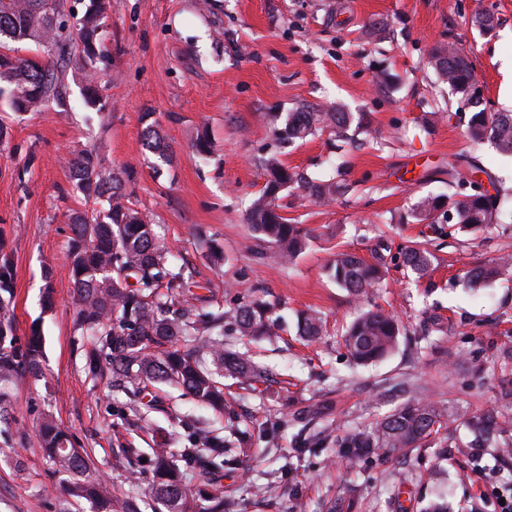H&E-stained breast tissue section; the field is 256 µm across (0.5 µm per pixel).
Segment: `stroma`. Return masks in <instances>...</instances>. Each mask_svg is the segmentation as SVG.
I'll list each match as a JSON object with an SVG mask.
<instances>
[{"label":"stroma","mask_w":512,"mask_h":512,"mask_svg":"<svg viewBox=\"0 0 512 512\" xmlns=\"http://www.w3.org/2000/svg\"><path fill=\"white\" fill-rule=\"evenodd\" d=\"M103 34L112 60L98 79L103 111L83 104L82 81L68 68L59 97L38 112H13L0 100V239L12 275L16 334L39 329L42 374L0 385V512H92L62 488L41 449L37 427L52 418L90 452L116 493L146 487L145 466H129L123 448L166 442L188 447L198 428L228 437L226 418L172 388L151 400L127 397L84 370L85 341L73 323L67 261L70 213L94 204L77 190L69 158L88 149L120 173L124 191L193 274L208 304L228 306L253 292L281 304L285 327L273 339L228 342L268 372L267 381L224 390L247 432L245 467H224L216 484L238 512H325L355 498L358 512H420L445 497L451 512H500L499 489L512 486V456L452 448L432 438L411 456L350 468L336 437L362 428L412 397L433 401L445 432L466 438L465 418L512 417V280L466 290L465 272L512 254V224L490 232L449 234L446 223L418 224L421 199L451 194L449 163L475 153L512 195V159L467 138L469 105L427 64L437 44L469 56L488 111L512 112V0H110ZM498 25L482 34L477 13ZM363 113L374 137L337 140L323 133L280 143L268 114ZM162 131L166 158L142 145L143 113ZM212 147H191L198 126ZM277 155L314 177L345 165L353 190L322 205L283 191L280 212L312 228L295 265L284 266L256 240L245 214L261 192V161ZM412 241L435 259L415 278L396 257ZM224 252L212 265L208 244ZM364 258L386 252L384 280L368 299L407 329L384 361L353 365L342 330L360 304L323 273L331 254ZM55 304L42 305L45 285ZM315 309L329 333L308 342L298 313ZM281 471L285 493L264 497L268 473Z\"/></svg>","instance_id":"obj_1"}]
</instances>
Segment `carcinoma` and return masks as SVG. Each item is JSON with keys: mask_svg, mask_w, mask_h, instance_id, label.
Masks as SVG:
<instances>
[{"mask_svg": "<svg viewBox=\"0 0 512 512\" xmlns=\"http://www.w3.org/2000/svg\"><path fill=\"white\" fill-rule=\"evenodd\" d=\"M110 0H90L76 29H70L61 0H0V99L14 112L39 110L59 93L62 73L43 56H19L10 42L32 41L64 55L77 48V70L85 77L84 105L103 110L94 75L110 62L102 32L109 18ZM429 64L442 82L461 94L475 111L466 133L475 144H494L512 156V113L489 112L471 94L475 74L467 54L453 44L432 49ZM274 136L282 142L305 139L329 131L342 136L353 126L350 112H290L268 117ZM146 150L162 157L166 144L158 128L149 123L142 131ZM76 186L87 199L101 204L91 212L69 215L71 231L68 263L74 285L75 323L90 339L85 350V370L94 378L109 374L112 387L136 403L148 387L163 384L192 397L200 406L230 411L224 398V378L252 385L262 370L247 356L224 348V329L243 338L275 336L281 328L278 305L261 298L239 299L228 308L198 311L199 300L190 289L192 275L177 265L171 250L159 239L155 225L129 204L116 174L102 170L90 151L69 160ZM267 180L260 195L246 211V223L254 236L275 249L289 266L307 249L311 230L292 224L279 211L277 201L286 188L298 189L320 204H330L348 191L341 171L328 178H313L285 166L270 155L263 160ZM448 182L455 191L448 196L425 197L413 217L422 224L439 222L448 209V221L461 233H476L503 223L497 178L477 159L466 165L448 166ZM402 264L415 274H425L431 253L414 243L405 247ZM383 264L370 262L349 251L334 253L324 266L327 277L352 297L361 299L379 283ZM512 274V255L490 265L467 271L465 286L475 289ZM12 293L10 262L0 243V382L41 375L42 337L37 332L24 339L16 336L10 314ZM299 334L316 339L325 335L322 316L302 314ZM399 322L378 308L360 309L347 326L343 341L353 360L366 366L386 357L398 344ZM474 439L489 441L508 430L509 422L486 414L466 421ZM442 428V413L432 403L411 398L381 420L349 430L338 440L352 466L378 457L403 456ZM42 447L54 472L63 476L64 490L74 501L91 503L94 512H142L141 498L132 491L111 492L84 448L52 420L38 429ZM192 447L181 458L193 465L200 485L191 488L175 455L167 448H153L147 457L150 471L148 496L152 512H235V502L224 498L211 475L228 463L224 439L212 430L200 429Z\"/></svg>", "mask_w": 512, "mask_h": 512, "instance_id": "obj_1", "label": "carcinoma"}]
</instances>
